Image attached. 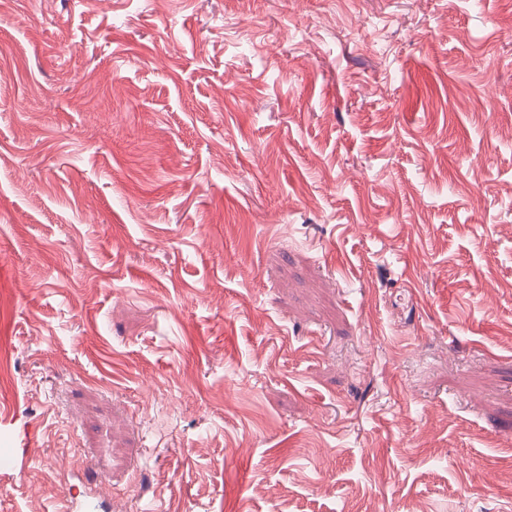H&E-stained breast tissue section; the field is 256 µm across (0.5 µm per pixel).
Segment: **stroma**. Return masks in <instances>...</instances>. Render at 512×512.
<instances>
[{"label": "stroma", "mask_w": 512, "mask_h": 512, "mask_svg": "<svg viewBox=\"0 0 512 512\" xmlns=\"http://www.w3.org/2000/svg\"><path fill=\"white\" fill-rule=\"evenodd\" d=\"M512 512V0H0V512Z\"/></svg>", "instance_id": "obj_1"}]
</instances>
